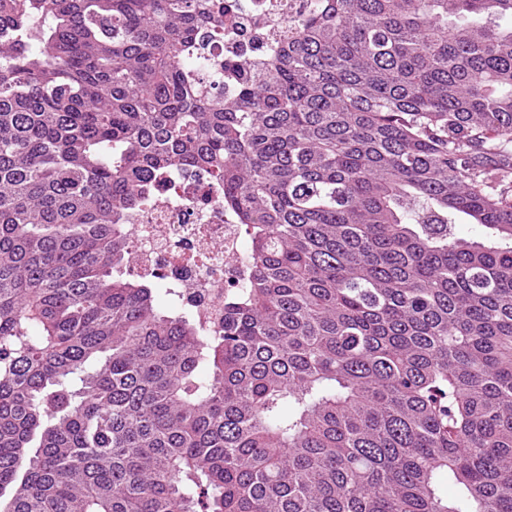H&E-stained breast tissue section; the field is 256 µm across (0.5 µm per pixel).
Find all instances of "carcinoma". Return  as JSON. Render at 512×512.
I'll return each mask as SVG.
<instances>
[{
  "instance_id": "1",
  "label": "carcinoma",
  "mask_w": 512,
  "mask_h": 512,
  "mask_svg": "<svg viewBox=\"0 0 512 512\" xmlns=\"http://www.w3.org/2000/svg\"><path fill=\"white\" fill-rule=\"evenodd\" d=\"M506 15L310 0L206 79L224 0H0V512H512ZM181 166L249 244L207 329L129 273Z\"/></svg>"
}]
</instances>
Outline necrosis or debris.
<instances>
[{
	"mask_svg": "<svg viewBox=\"0 0 512 512\" xmlns=\"http://www.w3.org/2000/svg\"><path fill=\"white\" fill-rule=\"evenodd\" d=\"M276 0H249L231 11L224 39L208 45V57L221 59L251 49L262 56L285 31L287 13L304 10L292 0L289 11ZM154 201L129 219L131 268L137 275L179 288L183 306L202 324L212 325L223 308L224 293L246 285L247 248L232 217L224 211L223 188L207 179L157 180Z\"/></svg>",
	"mask_w": 512,
	"mask_h": 512,
	"instance_id": "obj_1",
	"label": "necrosis or debris"
}]
</instances>
